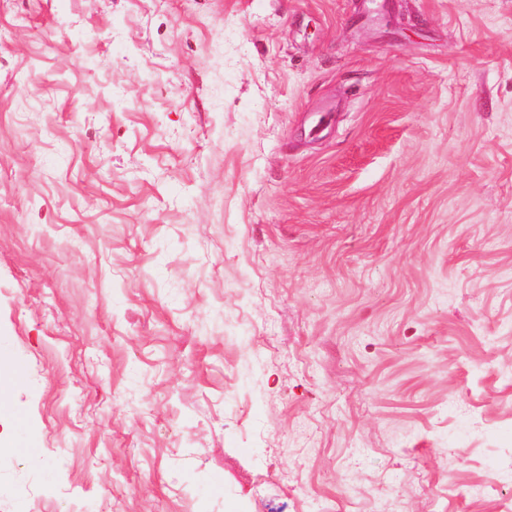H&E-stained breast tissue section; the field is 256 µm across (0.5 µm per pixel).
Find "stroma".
<instances>
[{
  "label": "stroma",
  "mask_w": 512,
  "mask_h": 512,
  "mask_svg": "<svg viewBox=\"0 0 512 512\" xmlns=\"http://www.w3.org/2000/svg\"><path fill=\"white\" fill-rule=\"evenodd\" d=\"M0 512H499L512 0H0Z\"/></svg>",
  "instance_id": "stroma-1"
}]
</instances>
